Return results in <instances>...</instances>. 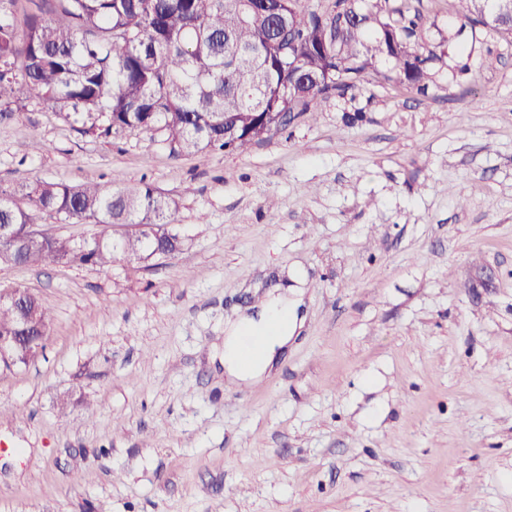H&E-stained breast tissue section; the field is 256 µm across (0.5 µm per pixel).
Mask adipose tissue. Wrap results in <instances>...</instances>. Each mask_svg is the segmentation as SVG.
<instances>
[{
    "label": "adipose tissue",
    "instance_id": "1",
    "mask_svg": "<svg viewBox=\"0 0 512 512\" xmlns=\"http://www.w3.org/2000/svg\"><path fill=\"white\" fill-rule=\"evenodd\" d=\"M306 278L301 267L290 272L288 286L272 288L258 316L230 321L224 333V377L228 385L250 386L269 375L303 324Z\"/></svg>",
    "mask_w": 512,
    "mask_h": 512
}]
</instances>
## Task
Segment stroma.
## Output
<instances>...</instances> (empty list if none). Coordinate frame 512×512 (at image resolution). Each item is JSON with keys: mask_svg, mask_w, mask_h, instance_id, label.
<instances>
[{"mask_svg": "<svg viewBox=\"0 0 512 512\" xmlns=\"http://www.w3.org/2000/svg\"><path fill=\"white\" fill-rule=\"evenodd\" d=\"M398 3L436 55L426 93L385 61L242 153L9 105L0 185L146 182L184 245L0 267L51 314L43 352L0 366V512H512V44L456 0ZM296 264L302 327L225 387V324Z\"/></svg>", "mask_w": 512, "mask_h": 512, "instance_id": "stroma-1", "label": "stroma"}]
</instances>
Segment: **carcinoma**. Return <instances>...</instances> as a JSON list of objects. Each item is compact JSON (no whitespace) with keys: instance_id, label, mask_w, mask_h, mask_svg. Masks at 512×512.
Instances as JSON below:
<instances>
[{"instance_id":"obj_1","label":"carcinoma","mask_w":512,"mask_h":512,"mask_svg":"<svg viewBox=\"0 0 512 512\" xmlns=\"http://www.w3.org/2000/svg\"><path fill=\"white\" fill-rule=\"evenodd\" d=\"M16 0H0V103L37 99L87 131L108 138L125 130L161 132L175 157L206 150L244 151L317 109L319 100L359 90L392 58L398 78L423 92L433 55L412 47L419 17L392 0H30L23 25ZM58 3L64 21L51 17ZM471 25L485 24L498 0H457ZM178 203L145 184L114 191L99 183L36 180L0 187V224H33L40 213L69 224H139L115 246L53 238L19 251L0 239V267L59 264L107 267L131 252L145 262L174 255ZM31 326L0 306V336H48L51 319L26 299Z\"/></svg>"}]
</instances>
